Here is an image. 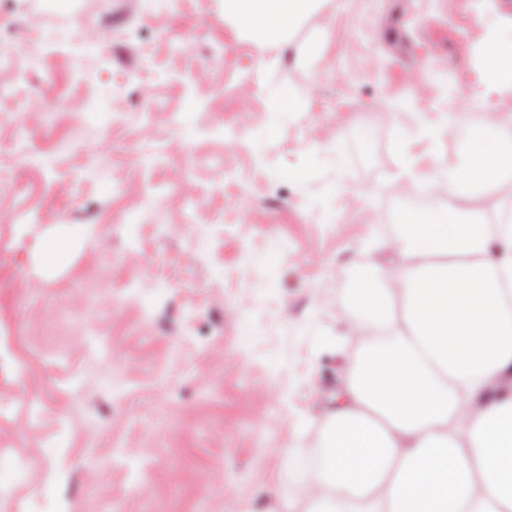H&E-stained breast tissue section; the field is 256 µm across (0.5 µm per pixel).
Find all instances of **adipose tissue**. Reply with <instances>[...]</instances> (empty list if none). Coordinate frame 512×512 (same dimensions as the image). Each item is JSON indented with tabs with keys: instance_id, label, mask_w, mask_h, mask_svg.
<instances>
[{
	"instance_id": "adipose-tissue-1",
	"label": "adipose tissue",
	"mask_w": 512,
	"mask_h": 512,
	"mask_svg": "<svg viewBox=\"0 0 512 512\" xmlns=\"http://www.w3.org/2000/svg\"><path fill=\"white\" fill-rule=\"evenodd\" d=\"M315 0H224L279 41ZM449 171L445 210L409 215L393 258L349 293L363 337L326 416L309 512H512V127Z\"/></svg>"
}]
</instances>
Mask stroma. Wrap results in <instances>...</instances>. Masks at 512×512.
<instances>
[{
  "mask_svg": "<svg viewBox=\"0 0 512 512\" xmlns=\"http://www.w3.org/2000/svg\"><path fill=\"white\" fill-rule=\"evenodd\" d=\"M495 36L512 0H317L276 43L224 0H0L25 71L0 79V512H307L289 451L358 348L321 339L393 200L448 165L437 72L463 125L512 120L476 62Z\"/></svg>",
  "mask_w": 512,
  "mask_h": 512,
  "instance_id": "obj_1",
  "label": "stroma"
}]
</instances>
